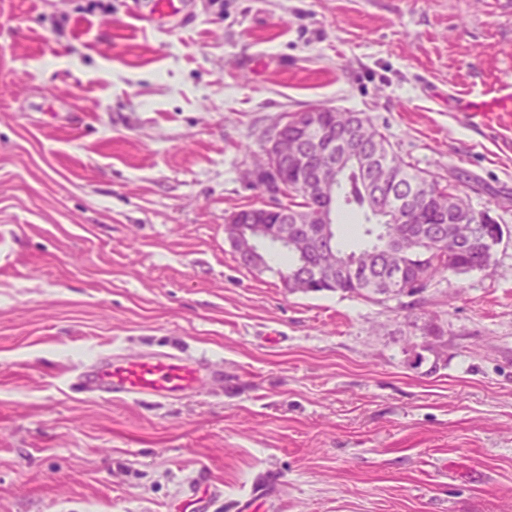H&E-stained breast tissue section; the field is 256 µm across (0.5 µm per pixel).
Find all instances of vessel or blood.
I'll return each instance as SVG.
<instances>
[{"label": "vessel or blood", "mask_w": 512, "mask_h": 512, "mask_svg": "<svg viewBox=\"0 0 512 512\" xmlns=\"http://www.w3.org/2000/svg\"><path fill=\"white\" fill-rule=\"evenodd\" d=\"M207 367L172 352H153L135 360H102L78 374L81 387L116 400L149 397L162 402L196 391Z\"/></svg>", "instance_id": "1"}]
</instances>
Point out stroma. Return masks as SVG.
I'll use <instances>...</instances> for the list:
<instances>
[{
	"instance_id": "1",
	"label": "stroma",
	"mask_w": 512,
	"mask_h": 512,
	"mask_svg": "<svg viewBox=\"0 0 512 512\" xmlns=\"http://www.w3.org/2000/svg\"><path fill=\"white\" fill-rule=\"evenodd\" d=\"M0 0V512H512V0ZM367 113L503 230L410 308L291 293L224 224L283 114ZM216 378L93 397L76 364ZM208 368L172 352H153L135 360H101L78 374L81 387L112 399L150 397L169 401L196 391Z\"/></svg>"
}]
</instances>
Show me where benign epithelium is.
Returning <instances> with one entry per match:
<instances>
[{"label": "benign epithelium", "mask_w": 512, "mask_h": 512, "mask_svg": "<svg viewBox=\"0 0 512 512\" xmlns=\"http://www.w3.org/2000/svg\"><path fill=\"white\" fill-rule=\"evenodd\" d=\"M327 111L328 107L316 105L280 120L265 139L267 164L252 172V181L266 195L279 200L294 191L288 173L308 177L305 189L312 200L308 220L325 225L315 232L318 237L328 232L326 224L334 217L326 212L322 201L336 196V183L323 178L325 168L336 167V120ZM224 231L239 260L259 273L265 268L257 255L286 247L296 238L288 232V210L283 205L240 209L227 218Z\"/></svg>", "instance_id": "obj_1"}]
</instances>
